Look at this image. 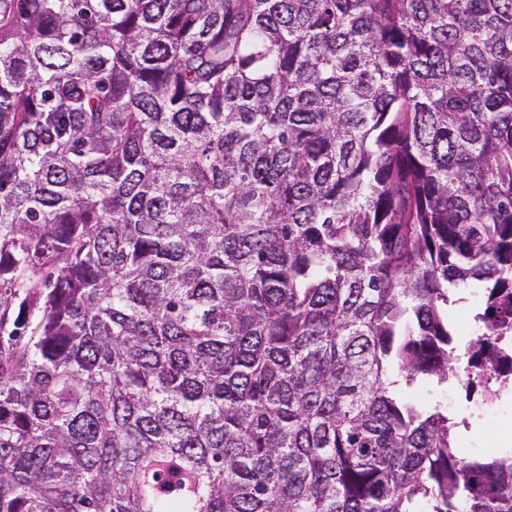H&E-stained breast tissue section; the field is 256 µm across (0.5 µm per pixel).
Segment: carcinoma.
Wrapping results in <instances>:
<instances>
[{
  "instance_id": "cac0c4a2",
  "label": "carcinoma",
  "mask_w": 512,
  "mask_h": 512,
  "mask_svg": "<svg viewBox=\"0 0 512 512\" xmlns=\"http://www.w3.org/2000/svg\"><path fill=\"white\" fill-rule=\"evenodd\" d=\"M512 0H0V512H512ZM473 299L470 302L460 304L450 309V315L456 323L459 336H455L457 354L461 355L460 365L464 366L466 358L463 357L464 348L469 344L470 341L474 340L476 336L473 335L472 324H473ZM435 396H447L452 405L448 410L456 412L460 418L470 423L468 430H461L460 446L466 455H487L504 447L499 441L512 434V395L503 394L492 405L482 404L478 395L467 403L465 393L458 379L451 377L448 383L435 386ZM494 413L490 416L489 411Z\"/></svg>"
}]
</instances>
